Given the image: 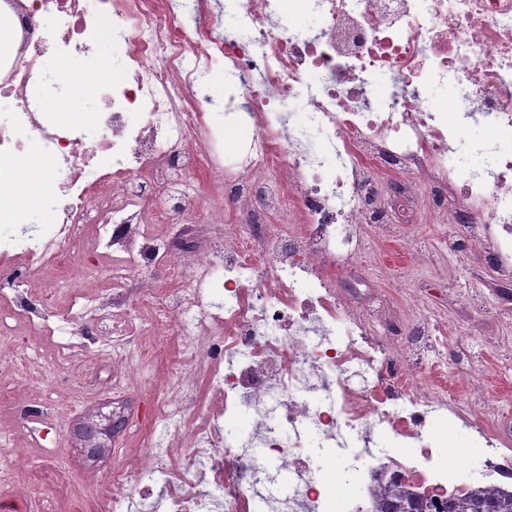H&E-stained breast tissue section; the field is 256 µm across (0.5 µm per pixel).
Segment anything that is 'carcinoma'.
I'll use <instances>...</instances> for the list:
<instances>
[{"mask_svg":"<svg viewBox=\"0 0 512 512\" xmlns=\"http://www.w3.org/2000/svg\"><path fill=\"white\" fill-rule=\"evenodd\" d=\"M372 512H512V492L474 487L446 501L427 497L405 486L377 485L371 490Z\"/></svg>","mask_w":512,"mask_h":512,"instance_id":"carcinoma-1","label":"carcinoma"}]
</instances>
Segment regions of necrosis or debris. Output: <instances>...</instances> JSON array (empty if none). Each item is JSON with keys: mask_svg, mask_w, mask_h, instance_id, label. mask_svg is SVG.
Instances as JSON below:
<instances>
[{"mask_svg": "<svg viewBox=\"0 0 512 512\" xmlns=\"http://www.w3.org/2000/svg\"><path fill=\"white\" fill-rule=\"evenodd\" d=\"M281 0H225L238 26L219 36L200 21L205 0H5L0 24V95L17 103L0 124V183L14 176L16 133L27 130L51 163L63 217L38 238L0 240L18 262L0 286V408L35 417L54 379L70 382L65 404L87 391L75 355L108 356L112 386L128 389L181 336L180 363L154 388L155 417L135 459L112 469L107 491L97 475L0 471V512L55 493L72 512H146L133 488L156 476L166 512H364L350 482L325 493L308 478L303 439L347 452L352 474L369 470L439 499L461 495L458 464L438 455L427 414L448 409L458 421L479 412L486 446L512 438L503 408L476 376L484 348L469 333L456 354L443 351L447 326L414 293L400 323L372 318L355 288L366 268L359 224L386 226L378 206L381 174L408 208L446 196L461 235L452 247L489 257L512 277V0H295L323 19L297 29ZM58 21L55 50L88 51L103 23L127 49V74L89 76L106 108L93 125L64 126L38 68L46 32ZM237 76L224 90L230 127L255 133L235 153L206 114L214 65ZM449 85L452 110L430 91ZM305 93L323 131L312 144L290 103ZM493 130L481 144L482 168L457 156L465 132ZM204 168L213 209L237 221L217 225L201 248L176 224L170 203L192 196L187 178ZM275 230H267L268 218ZM224 301L210 302L216 289ZM454 362L465 394L447 403L427 365ZM366 374L363 389L349 383ZM209 416L199 417L198 382ZM248 411L252 431L237 439L223 420ZM419 448L417 458L382 453L377 437ZM295 476L288 495L280 473Z\"/></svg>", "mask_w": 512, "mask_h": 512, "instance_id": "obj_1", "label": "necrosis or debris"}]
</instances>
